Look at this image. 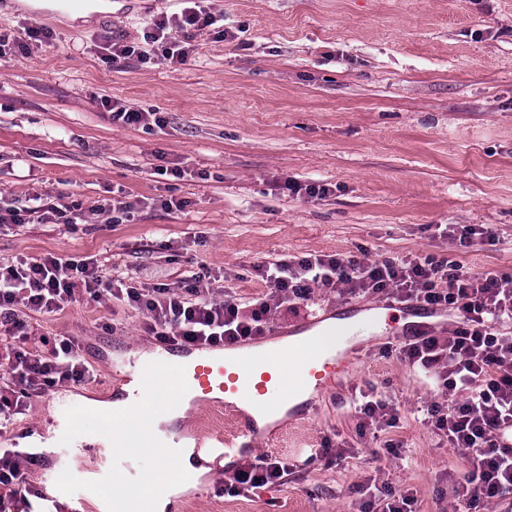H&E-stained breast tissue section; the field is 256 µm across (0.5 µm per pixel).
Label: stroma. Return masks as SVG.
Returning a JSON list of instances; mask_svg holds the SVG:
<instances>
[{"label":"stroma","instance_id":"1","mask_svg":"<svg viewBox=\"0 0 512 512\" xmlns=\"http://www.w3.org/2000/svg\"><path fill=\"white\" fill-rule=\"evenodd\" d=\"M112 13L69 25L58 11H21L0 0V32L52 31L50 44L0 61V200L62 198L88 212L84 224L37 220L0 232V258L49 253L91 257L130 270L145 284L178 285L206 264L215 289L244 299L267 284L255 266L285 255L433 256L474 275L512 273V0H211L234 41L197 35L183 65L115 66L103 46L140 41L151 18L181 12L182 0H115ZM163 113V127L113 123L104 99ZM183 170L159 176L156 166ZM331 185L310 199L288 181ZM184 208L165 209L169 198ZM134 203L135 218L108 223L112 200ZM441 224H486L496 240L466 248ZM375 298L323 290L282 307L274 326L293 331L333 309ZM36 334L75 336L95 380L34 398L11 432H52V414L121 396L119 360L155 350L143 316L120 301L77 300L32 318ZM401 312H384L360 340L343 375L276 421L286 481L247 495L224 491L221 462L183 492L184 512H358L360 491L389 484L410 493L416 512H451L454 486L473 467L471 451L448 447L423 421L438 391L387 355ZM374 391L397 411L395 426L360 437L356 391ZM236 423L224 406L195 405L180 435L195 440ZM401 447L400 455L388 444ZM333 465L307 463L323 445ZM35 489L67 467L54 499L61 512H97L106 498L93 458L45 448Z\"/></svg>","mask_w":512,"mask_h":512}]
</instances>
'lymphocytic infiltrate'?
I'll return each mask as SVG.
<instances>
[{"label": "lymphocytic infiltrate", "mask_w": 512, "mask_h": 512, "mask_svg": "<svg viewBox=\"0 0 512 512\" xmlns=\"http://www.w3.org/2000/svg\"><path fill=\"white\" fill-rule=\"evenodd\" d=\"M180 15L154 18L142 43L113 40L106 52L115 64L147 63L149 46L160 59L185 64L195 47L190 32L211 30L218 18L203 0H185ZM182 31L174 39L172 30ZM47 223L74 224L76 207L46 202L38 209L0 204V228L29 223L32 214ZM271 287L259 300L229 294L214 297L206 265L178 286L141 287L105 275L99 263L47 254L0 259V437L21 421L34 397L66 384L91 380L73 336H44L32 344L31 313L62 311L77 298L103 304L124 300L141 313L156 341L237 344L269 330L284 304L309 301L314 289L415 303L426 309H453L458 326L448 335L427 334L402 343L399 354L433 379L441 395L424 410L425 421L449 447L475 454L474 469L455 490L463 512L501 501L512 493V274L473 276L447 259L406 256L367 260L338 255L291 257L256 266ZM34 457L0 448V512H50L36 498L30 474ZM287 462L268 454L236 466L226 492L247 494L281 481Z\"/></svg>", "instance_id": "f902f5d3"}]
</instances>
